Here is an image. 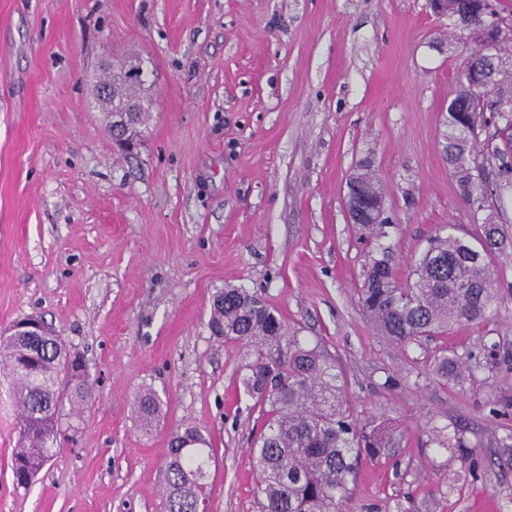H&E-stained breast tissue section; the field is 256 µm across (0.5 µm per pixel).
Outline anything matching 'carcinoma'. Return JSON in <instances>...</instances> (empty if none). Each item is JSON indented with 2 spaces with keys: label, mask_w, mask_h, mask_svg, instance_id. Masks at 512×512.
Masks as SVG:
<instances>
[{
  "label": "carcinoma",
  "mask_w": 512,
  "mask_h": 512,
  "mask_svg": "<svg viewBox=\"0 0 512 512\" xmlns=\"http://www.w3.org/2000/svg\"><path fill=\"white\" fill-rule=\"evenodd\" d=\"M486 64L474 52L458 72L448 98L444 154L463 199L474 216L481 217V234L473 239L459 237L448 226L428 240L426 249L407 277L399 282L394 263L395 246L386 224H363L361 231L377 241V257L366 272L360 304L375 335L402 350L424 347L448 337L460 324L486 320L493 292L489 258L500 249L501 231L493 213L484 211L485 186L471 178V168L485 152L496 162L501 185L512 186V111L493 138L478 145V121L492 112V102L480 92L461 84L465 72ZM503 81L497 98L512 105V68L501 69ZM123 94L113 100L120 109L128 99L144 104L138 115L145 123L150 113L147 88L138 78L124 80ZM373 177L355 178L349 188L350 209L373 210L377 195ZM222 301L212 305L208 326L223 331L222 339L250 351L252 361L242 378L244 393L268 407L264 430L252 450L259 479L254 494L260 512H345L350 500L349 483L357 473L361 457L375 456L388 446L393 428L386 411L367 413L363 418L348 403L344 374L327 352L306 347L288 335L279 313L246 289L225 285ZM288 346V355L278 352ZM0 350L7 352L5 369L12 379V393L20 409L21 446L12 455L16 486L30 484L28 474H37L59 451L62 392L69 403L80 406L92 401V387L80 356L67 351L54 336H1ZM428 375L446 383L462 371V358L443 343L426 359ZM139 413L144 429L157 420L160 400L151 393L139 396ZM187 447L171 445L165 462L164 512H200L209 488L208 468L213 449L203 434L188 427L181 433Z\"/></svg>",
  "instance_id": "carcinoma-1"
}]
</instances>
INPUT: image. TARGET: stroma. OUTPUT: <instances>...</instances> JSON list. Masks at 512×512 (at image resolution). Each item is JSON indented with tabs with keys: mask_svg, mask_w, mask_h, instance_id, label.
Returning <instances> with one entry per match:
<instances>
[{
	"mask_svg": "<svg viewBox=\"0 0 512 512\" xmlns=\"http://www.w3.org/2000/svg\"><path fill=\"white\" fill-rule=\"evenodd\" d=\"M473 48L427 0H0V330L41 316L95 391L23 489L0 369V512H163L188 426L215 450L209 512H259L250 358L208 328L227 284L337 360L357 410L395 417L399 443L363 461L351 512H512V247L490 259L488 319L449 331L467 369L443 384L428 349L373 334L358 292L376 246L346 212L367 165L404 275L440 227L477 233L442 153ZM131 58L152 118L128 151L93 88ZM146 391L161 400L149 434ZM435 426L461 449L429 443Z\"/></svg>",
	"mask_w": 512,
	"mask_h": 512,
	"instance_id": "1",
	"label": "stroma"
}]
</instances>
